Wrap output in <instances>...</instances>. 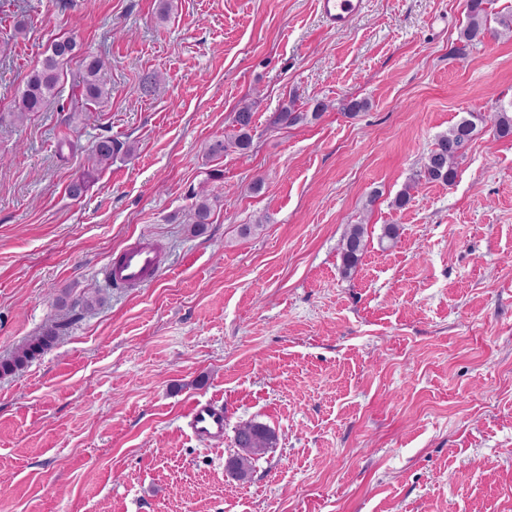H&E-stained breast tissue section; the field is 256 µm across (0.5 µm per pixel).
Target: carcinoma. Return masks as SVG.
<instances>
[{
	"mask_svg": "<svg viewBox=\"0 0 512 512\" xmlns=\"http://www.w3.org/2000/svg\"><path fill=\"white\" fill-rule=\"evenodd\" d=\"M488 0H466V23L459 32V51L464 53L467 48L481 42L488 24ZM80 50V44L74 37L56 40L49 48V54L41 65L32 69L24 78L21 87L14 95L7 117L15 123L24 122L31 113L39 112L45 104L54 98L61 97V80L63 65L71 60ZM107 66V60L98 55L87 54L83 58L78 78L73 82L76 92L71 94L68 112H84L90 104H102L111 97V91L101 77ZM328 109L323 101L315 102L311 113L295 112L288 107L273 113L271 122L275 125H296L308 118L316 119ZM491 121L496 135L500 138L512 136V110L505 108L486 116L480 112H471L469 117L453 125L447 133L440 135L433 148L413 178V185L420 182H442L451 185L456 178L458 160L464 155L469 143L478 133V127ZM252 107L245 105L234 113L232 118L233 134L228 138L215 139L207 146V154L215 159L224 157L234 149L241 154L246 153L252 144ZM135 146L127 141H119L106 137L98 141L91 150L89 162L91 169L83 172L68 186V194L78 199L86 192L88 184L95 178V173L112 164L119 155L129 156ZM193 202L190 206L189 224L193 235L200 236L207 232L212 223L213 198L207 189L201 188L192 193ZM366 247L364 227L353 225L347 233L341 251L342 271L345 274L354 270L361 261ZM64 324L52 325L42 336L36 338L24 348L28 359L49 349L60 335ZM234 444L237 448H247L245 456L232 459L228 465L230 477L236 481H244L250 474L251 460L265 453L277 444V435L270 427L257 422L239 426L235 430Z\"/></svg>",
	"mask_w": 512,
	"mask_h": 512,
	"instance_id": "1",
	"label": "carcinoma"
}]
</instances>
